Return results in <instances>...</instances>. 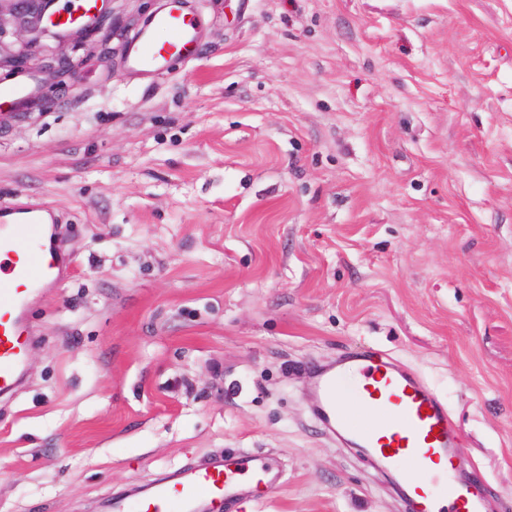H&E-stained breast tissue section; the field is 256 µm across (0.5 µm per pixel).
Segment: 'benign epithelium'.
I'll return each instance as SVG.
<instances>
[{
  "label": "benign epithelium",
  "mask_w": 512,
  "mask_h": 512,
  "mask_svg": "<svg viewBox=\"0 0 512 512\" xmlns=\"http://www.w3.org/2000/svg\"><path fill=\"white\" fill-rule=\"evenodd\" d=\"M111 3L112 0H96L92 21L75 33L86 36L99 32L107 37L119 31L121 17L114 15ZM55 4L56 0H0V67L56 78L76 76L78 65L67 56L51 52L39 61L26 51L29 44L57 27ZM9 36L13 40H7Z\"/></svg>",
  "instance_id": "obj_1"
}]
</instances>
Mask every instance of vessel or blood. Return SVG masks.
Returning a JSON list of instances; mask_svg holds the SVG:
<instances>
[{"label": "vessel or blood", "instance_id": "vessel-or-blood-1", "mask_svg": "<svg viewBox=\"0 0 512 512\" xmlns=\"http://www.w3.org/2000/svg\"><path fill=\"white\" fill-rule=\"evenodd\" d=\"M154 27L170 32L164 43L142 36L127 55L131 72L153 78L171 58L192 55L198 21L171 9ZM0 223V256L10 258L0 276V389L19 380L27 357L22 335L31 296L54 267L46 257L51 238L41 209H14ZM310 409L324 431L364 455L379 459L406 489L413 512H490L485 489L471 482L455 460L460 436L445 403L420 377L385 354L353 348L338 363L312 372ZM280 474L259 453L241 451L189 466L140 490L112 499V512H220L227 504L276 489Z\"/></svg>", "mask_w": 512, "mask_h": 512}]
</instances>
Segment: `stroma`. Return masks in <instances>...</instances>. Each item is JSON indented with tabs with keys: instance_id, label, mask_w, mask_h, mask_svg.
<instances>
[{
	"instance_id": "obj_1",
	"label": "stroma",
	"mask_w": 512,
	"mask_h": 512,
	"mask_svg": "<svg viewBox=\"0 0 512 512\" xmlns=\"http://www.w3.org/2000/svg\"><path fill=\"white\" fill-rule=\"evenodd\" d=\"M122 34L0 108V207L61 224L22 386L0 394V512H98L235 450L280 487L224 512H407L321 430L308 373L390 353L448 402L512 512V0H188L154 80ZM198 21L195 16H188L180 9L163 11L153 21V28L170 32L168 41L159 44L151 38L138 37L127 55V66L131 72L142 77L153 78L167 69L173 57L192 55Z\"/></svg>"
}]
</instances>
